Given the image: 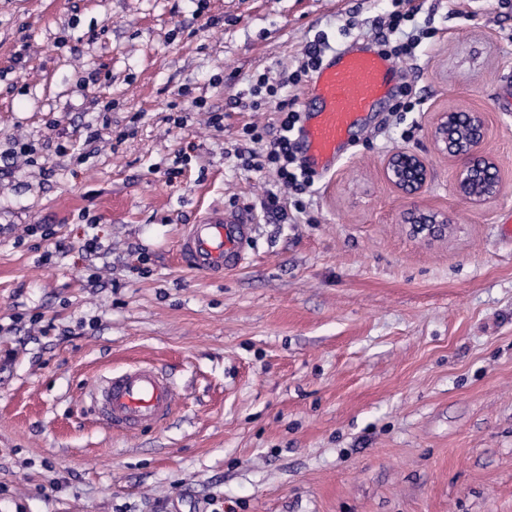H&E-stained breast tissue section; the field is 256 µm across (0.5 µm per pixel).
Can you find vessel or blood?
<instances>
[{"instance_id":"vessel-or-blood-1","label":"vessel or blood","mask_w":512,"mask_h":512,"mask_svg":"<svg viewBox=\"0 0 512 512\" xmlns=\"http://www.w3.org/2000/svg\"><path fill=\"white\" fill-rule=\"evenodd\" d=\"M400 80L389 57L370 46L324 57L305 93L296 131L303 164L318 174L333 171L352 132L364 125L377 102L392 97ZM252 232L245 210L213 208L186 225L180 255L191 269L220 278L241 264ZM90 396L105 428L134 432L169 418L175 389L162 370L137 361L102 375Z\"/></svg>"}]
</instances>
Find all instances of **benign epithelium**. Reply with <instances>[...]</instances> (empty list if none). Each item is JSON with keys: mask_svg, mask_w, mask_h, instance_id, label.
<instances>
[{"mask_svg": "<svg viewBox=\"0 0 512 512\" xmlns=\"http://www.w3.org/2000/svg\"><path fill=\"white\" fill-rule=\"evenodd\" d=\"M488 123L485 113L477 110H447L435 115L432 130L434 148L452 158L456 165L455 193L473 206H485L500 193L501 176L494 156L487 150ZM387 181L410 199L417 198L428 185L431 170L418 153L401 149L384 161ZM485 181L480 192L470 188L473 181ZM400 223L410 225V232L424 240L438 241L448 236L451 219L445 211L417 203L407 207Z\"/></svg>", "mask_w": 512, "mask_h": 512, "instance_id": "obj_1", "label": "benign epithelium"}]
</instances>
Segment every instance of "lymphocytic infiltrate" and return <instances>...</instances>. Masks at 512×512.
I'll return each mask as SVG.
<instances>
[{"label": "lymphocytic infiltrate", "instance_id": "obj_1", "mask_svg": "<svg viewBox=\"0 0 512 512\" xmlns=\"http://www.w3.org/2000/svg\"><path fill=\"white\" fill-rule=\"evenodd\" d=\"M328 47L329 42L324 38L307 44L300 64L288 77L273 80L267 74H259L250 89L251 99L245 104L246 109L255 112L270 108L279 114L277 129L246 125L242 130L245 145L236 148L235 153L248 169L274 174L275 187L266 192L262 204L281 218L288 215L289 195L304 194L315 182L314 174L303 168L297 156L294 131L300 113L295 99L289 98L285 89L298 85L303 76L315 71Z\"/></svg>", "mask_w": 512, "mask_h": 512}]
</instances>
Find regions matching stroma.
<instances>
[{"label":"stroma","instance_id":"1","mask_svg":"<svg viewBox=\"0 0 512 512\" xmlns=\"http://www.w3.org/2000/svg\"><path fill=\"white\" fill-rule=\"evenodd\" d=\"M422 3L398 64L420 109L380 105L280 221L273 174L234 154L278 116L231 98L317 35L376 41L392 0H0V512H512V0ZM448 109L486 114V206L433 148ZM399 149L427 160L447 240L400 224ZM232 206L256 219L246 262L187 269L182 226ZM142 360L170 417L104 430L91 388Z\"/></svg>","mask_w":512,"mask_h":512}]
</instances>
